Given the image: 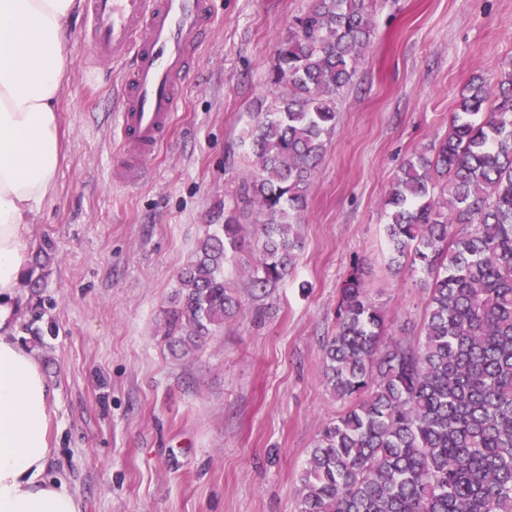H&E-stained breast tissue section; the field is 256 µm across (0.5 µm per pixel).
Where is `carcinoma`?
<instances>
[{
    "label": "carcinoma",
    "mask_w": 512,
    "mask_h": 512,
    "mask_svg": "<svg viewBox=\"0 0 512 512\" xmlns=\"http://www.w3.org/2000/svg\"><path fill=\"white\" fill-rule=\"evenodd\" d=\"M373 36L371 0H311L278 44L275 91L242 137L258 301L303 248L337 97ZM383 208L392 262L424 274L423 341L384 342L353 267L322 344L324 382L347 407L310 450L296 512H512V63L493 92L469 81L448 135L401 168ZM246 228L229 212L179 273L168 341L184 356L236 313L224 263Z\"/></svg>",
    "instance_id": "cac0c4a2"
}]
</instances>
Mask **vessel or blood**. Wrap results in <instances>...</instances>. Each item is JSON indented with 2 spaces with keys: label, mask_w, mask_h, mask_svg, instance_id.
I'll list each match as a JSON object with an SVG mask.
<instances>
[{
  "label": "vessel or blood",
  "mask_w": 512,
  "mask_h": 512,
  "mask_svg": "<svg viewBox=\"0 0 512 512\" xmlns=\"http://www.w3.org/2000/svg\"><path fill=\"white\" fill-rule=\"evenodd\" d=\"M95 63L132 60L113 91L114 129L127 181L163 144L182 105V85L213 21V0H88Z\"/></svg>",
  "instance_id": "vessel-or-blood-1"
}]
</instances>
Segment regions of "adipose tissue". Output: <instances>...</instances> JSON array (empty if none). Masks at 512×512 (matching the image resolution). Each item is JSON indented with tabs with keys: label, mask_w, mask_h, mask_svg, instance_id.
I'll use <instances>...</instances> for the list:
<instances>
[{
	"label": "adipose tissue",
	"mask_w": 512,
	"mask_h": 512,
	"mask_svg": "<svg viewBox=\"0 0 512 512\" xmlns=\"http://www.w3.org/2000/svg\"><path fill=\"white\" fill-rule=\"evenodd\" d=\"M82 4L0 0V512H80L64 484L44 477L53 392L10 327L29 267L26 233L63 161L64 49Z\"/></svg>",
	"instance_id": "adipose-tissue-1"
}]
</instances>
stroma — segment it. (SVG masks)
<instances>
[{"label": "stroma", "instance_id": "35a3bbf8", "mask_svg": "<svg viewBox=\"0 0 512 512\" xmlns=\"http://www.w3.org/2000/svg\"><path fill=\"white\" fill-rule=\"evenodd\" d=\"M309 4L214 0L171 135L133 184L105 118L128 67L90 94L88 18L70 25L65 158L26 235L28 252L48 241L53 255L38 292L19 290L13 336L55 392L45 475L81 512H296L314 441L344 408L321 345L353 264L392 338L420 339L427 293L421 273L390 265L383 202L411 155L447 133L472 77L495 83L512 62V0H374L375 37L339 97L293 273L254 301L245 240L224 265L236 316L189 356L169 348L178 274L252 172L241 137Z\"/></svg>", "mask_w": 512, "mask_h": 512}]
</instances>
